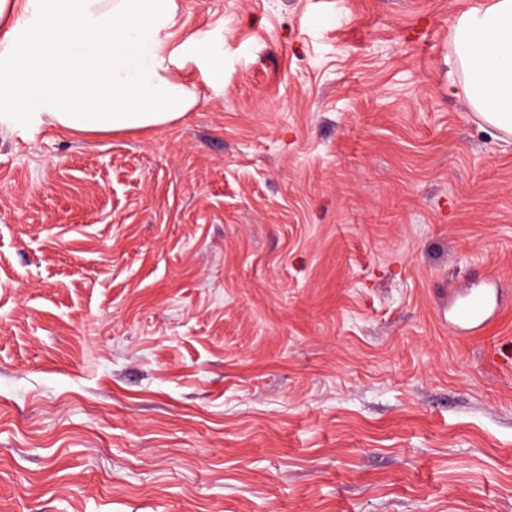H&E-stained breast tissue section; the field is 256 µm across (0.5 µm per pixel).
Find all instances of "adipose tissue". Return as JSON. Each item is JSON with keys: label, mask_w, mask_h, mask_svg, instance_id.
I'll return each mask as SVG.
<instances>
[{"label": "adipose tissue", "mask_w": 512, "mask_h": 512, "mask_svg": "<svg viewBox=\"0 0 512 512\" xmlns=\"http://www.w3.org/2000/svg\"><path fill=\"white\" fill-rule=\"evenodd\" d=\"M178 0H0V122L77 134L167 125L199 102L179 75L204 44L170 40ZM450 67L473 110L512 133V0L461 13Z\"/></svg>", "instance_id": "1"}]
</instances>
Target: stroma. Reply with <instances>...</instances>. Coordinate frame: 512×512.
<instances>
[{
	"instance_id": "35a3bbf8",
	"label": "stroma",
	"mask_w": 512,
	"mask_h": 512,
	"mask_svg": "<svg viewBox=\"0 0 512 512\" xmlns=\"http://www.w3.org/2000/svg\"><path fill=\"white\" fill-rule=\"evenodd\" d=\"M482 2L181 0L223 62L179 120L0 125V512H512V135L448 92ZM499 305L498 292L490 290L467 288L461 296L457 307L456 321L465 330L481 328L488 321V316Z\"/></svg>"
}]
</instances>
